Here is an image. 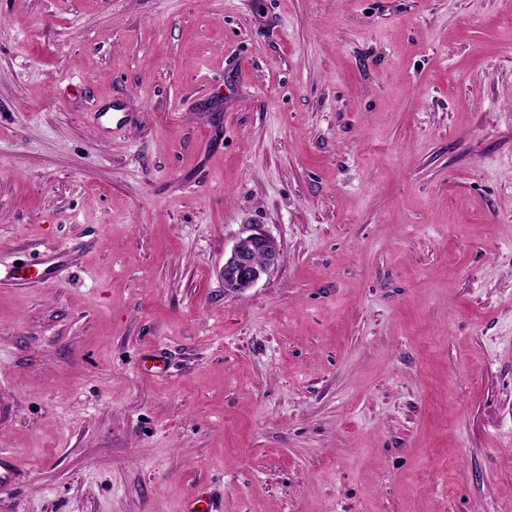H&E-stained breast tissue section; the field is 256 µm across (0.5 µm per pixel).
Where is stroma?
I'll list each match as a JSON object with an SVG mask.
<instances>
[{
	"label": "stroma",
	"mask_w": 512,
	"mask_h": 512,
	"mask_svg": "<svg viewBox=\"0 0 512 512\" xmlns=\"http://www.w3.org/2000/svg\"><path fill=\"white\" fill-rule=\"evenodd\" d=\"M0 268V512H512V0H0ZM257 255H262V262H256ZM281 259V248L269 235L258 231L240 237L224 261L225 291L230 295L245 294L277 268Z\"/></svg>",
	"instance_id": "obj_1"
}]
</instances>
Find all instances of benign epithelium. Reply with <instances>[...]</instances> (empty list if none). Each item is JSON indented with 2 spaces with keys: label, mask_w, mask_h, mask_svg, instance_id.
Instances as JSON below:
<instances>
[{
  "label": "benign epithelium",
  "mask_w": 512,
  "mask_h": 512,
  "mask_svg": "<svg viewBox=\"0 0 512 512\" xmlns=\"http://www.w3.org/2000/svg\"><path fill=\"white\" fill-rule=\"evenodd\" d=\"M281 259V248L269 235L258 231L239 238L224 261L225 291L230 295L246 293L277 268Z\"/></svg>",
  "instance_id": "1"
}]
</instances>
